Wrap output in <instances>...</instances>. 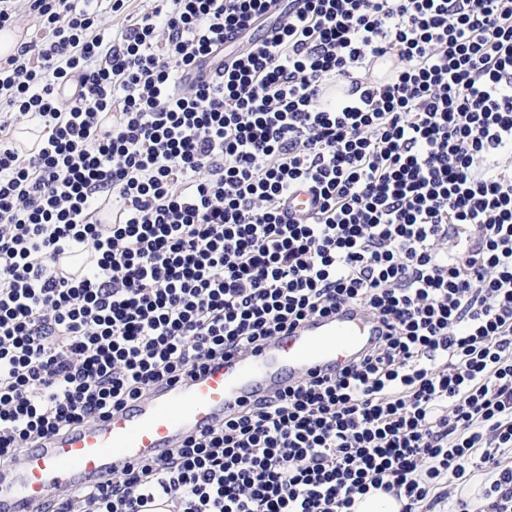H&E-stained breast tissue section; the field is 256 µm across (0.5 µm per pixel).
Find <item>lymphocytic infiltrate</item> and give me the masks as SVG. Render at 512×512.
I'll return each mask as SVG.
<instances>
[{"label": "lymphocytic infiltrate", "instance_id": "lymphocytic-infiltrate-1", "mask_svg": "<svg viewBox=\"0 0 512 512\" xmlns=\"http://www.w3.org/2000/svg\"><path fill=\"white\" fill-rule=\"evenodd\" d=\"M22 2L44 36L0 63V467L355 307L383 329L354 363L44 512H353L378 489L470 512L444 480L479 472L512 512V0ZM70 249L94 257L77 280ZM56 261L61 276L68 279H76L89 262V258L73 253H63L57 256Z\"/></svg>", "mask_w": 512, "mask_h": 512}]
</instances>
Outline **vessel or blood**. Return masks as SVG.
I'll return each instance as SVG.
<instances>
[{
	"instance_id": "vessel-or-blood-1",
	"label": "vessel or blood",
	"mask_w": 512,
	"mask_h": 512,
	"mask_svg": "<svg viewBox=\"0 0 512 512\" xmlns=\"http://www.w3.org/2000/svg\"><path fill=\"white\" fill-rule=\"evenodd\" d=\"M87 262V257L63 253L57 268L61 276L75 279ZM377 334L369 311L344 307L226 364L188 372L121 411L50 438L15 466L0 468V512H30L32 504L47 497L73 492L114 468L174 447L256 394L349 364Z\"/></svg>"
}]
</instances>
